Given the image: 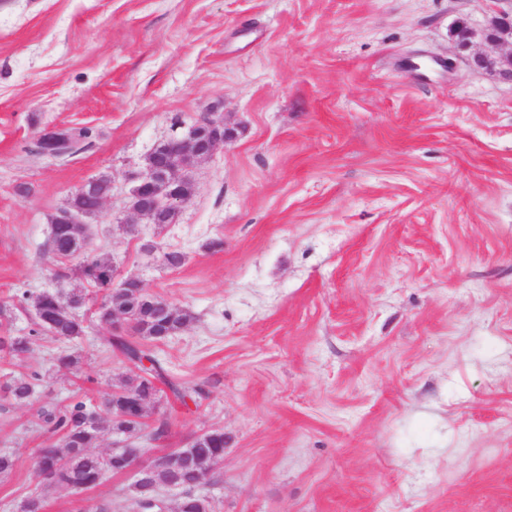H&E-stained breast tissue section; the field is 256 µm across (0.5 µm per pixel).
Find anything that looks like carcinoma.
<instances>
[{
  "mask_svg": "<svg viewBox=\"0 0 512 512\" xmlns=\"http://www.w3.org/2000/svg\"><path fill=\"white\" fill-rule=\"evenodd\" d=\"M70 144L64 155L76 154L81 145L92 137L88 127L71 128ZM110 192L108 183L102 182L93 193L84 195L80 204L86 209L98 205L100 196ZM82 236L75 224H53L46 244V253L52 261L74 263V270L91 287L102 293L101 305L96 316L100 323L112 326V309L125 315L131 324L133 335H109L104 338L107 348H115L140 371L152 378L165 380L164 369L160 361L146 347V343L162 341V336H148L153 314L160 300L147 297L142 301H133L113 287L116 269L113 262L101 256H90L80 252ZM38 301L34 308L35 332L51 335L57 339L71 340L84 333L83 322L79 321L72 308L64 306L61 299L52 292H43L32 297ZM0 347L7 350L13 360H23L29 350L26 336L9 338L1 342ZM41 380L39 373L21 374L6 380L0 387L17 403L27 402L34 392L35 382ZM145 378L135 375L131 383L117 387L120 395L109 394L104 410L96 411L85 401H72L67 404L48 403L38 411V420L46 436L44 446L38 449L36 472L40 484L51 488H92L109 472L124 470L136 456L137 449L121 448L118 451L96 453L92 451L100 431L101 423L108 424L111 430L119 431L128 437H137L144 431L145 423H134L122 419L118 407L125 398L139 396L145 402L144 413L158 410L161 405V390L154 386L144 387ZM207 437L205 447L192 449V454L215 460V467L224 462V430L215 429L204 433ZM202 477L191 466L183 467L178 475L179 492L175 512H213L210 497L198 492Z\"/></svg>",
  "mask_w": 512,
  "mask_h": 512,
  "instance_id": "obj_1",
  "label": "carcinoma"
}]
</instances>
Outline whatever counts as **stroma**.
I'll list each match as a JSON object with an SVG mask.
<instances>
[{
  "label": "stroma",
  "instance_id": "stroma-1",
  "mask_svg": "<svg viewBox=\"0 0 512 512\" xmlns=\"http://www.w3.org/2000/svg\"><path fill=\"white\" fill-rule=\"evenodd\" d=\"M491 0H0V512L38 484L46 403L101 406L136 374L93 306L84 336H32L25 297L90 286L44 253L50 221L102 176L93 250L192 315L149 348L169 431L140 466L224 432L201 487L216 512H512V81L474 69L459 22ZM206 117L234 140L194 171L176 223L128 208L161 143ZM87 126L70 157L34 151ZM153 251H144L145 243ZM184 254L163 265V252ZM61 349L78 371L50 370ZM134 472L50 489L44 512H137ZM41 380L40 373L34 372L32 375L21 374L12 376L6 380L1 388L8 393L9 397L17 403L27 402L34 392V381Z\"/></svg>",
  "mask_w": 512,
  "mask_h": 512
}]
</instances>
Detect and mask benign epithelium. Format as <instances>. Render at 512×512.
<instances>
[{
    "label": "benign epithelium",
    "instance_id": "7a95c632",
    "mask_svg": "<svg viewBox=\"0 0 512 512\" xmlns=\"http://www.w3.org/2000/svg\"><path fill=\"white\" fill-rule=\"evenodd\" d=\"M484 35L493 42L512 43V11H493ZM472 66L493 70L512 80V53L498 58L475 56ZM229 134L224 119L205 118L192 125L183 136L172 139L175 155L178 156L176 164L169 166L154 158V154H149L145 170L134 177L130 200L133 213L147 224L176 223L181 206L190 199V195L185 193V187L192 185L191 172L194 165L224 144ZM105 203L106 200H101L98 209L91 212L72 201L68 209L56 219V223L87 225L91 218L101 212ZM150 472L149 468L138 470L143 504L146 507H157L155 512H167L154 494V487L146 482Z\"/></svg>",
    "mask_w": 512,
    "mask_h": 512
}]
</instances>
